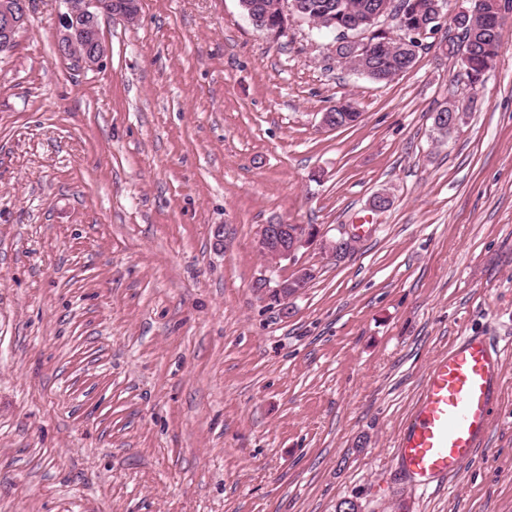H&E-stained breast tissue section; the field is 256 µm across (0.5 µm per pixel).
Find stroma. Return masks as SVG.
Instances as JSON below:
<instances>
[{"instance_id":"35a3bbf8","label":"stroma","mask_w":512,"mask_h":512,"mask_svg":"<svg viewBox=\"0 0 512 512\" xmlns=\"http://www.w3.org/2000/svg\"><path fill=\"white\" fill-rule=\"evenodd\" d=\"M60 7L33 0L0 57V512H512V10L472 85L437 47L373 82L331 33L271 39L239 0H140L80 70ZM344 101L358 121L321 127ZM261 224L357 239L282 262L314 272L283 307L257 286ZM471 333L500 339L502 396L423 491L393 442Z\"/></svg>"}]
</instances>
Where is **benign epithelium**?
<instances>
[{
  "mask_svg": "<svg viewBox=\"0 0 512 512\" xmlns=\"http://www.w3.org/2000/svg\"><path fill=\"white\" fill-rule=\"evenodd\" d=\"M64 10L59 12L56 22L55 45L59 56L73 61L78 67L95 70L103 63L107 49L99 28V19L120 18L132 24L139 12L131 0H61ZM31 0H0V54L13 51L19 33L28 23ZM438 28H421L414 35L405 29H391L389 36L401 50H416L428 45L427 39L436 36ZM319 242L322 253L340 257L349 253L351 238L327 239L310 237L295 224H262L258 230V249L265 256L268 266L274 267L285 260L295 259L297 253ZM311 270L302 267L296 275L270 287L265 279L262 288L268 295L277 298V304L285 305L288 299L299 294L307 285Z\"/></svg>",
  "mask_w": 512,
  "mask_h": 512,
  "instance_id": "7a95c632",
  "label": "benign epithelium"
}]
</instances>
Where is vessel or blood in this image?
Instances as JSON below:
<instances>
[{"label":"vessel or blood","mask_w":512,"mask_h":512,"mask_svg":"<svg viewBox=\"0 0 512 512\" xmlns=\"http://www.w3.org/2000/svg\"><path fill=\"white\" fill-rule=\"evenodd\" d=\"M503 387V358L486 336H462L429 365L394 453L422 489L456 474L485 440Z\"/></svg>","instance_id":"obj_1"}]
</instances>
